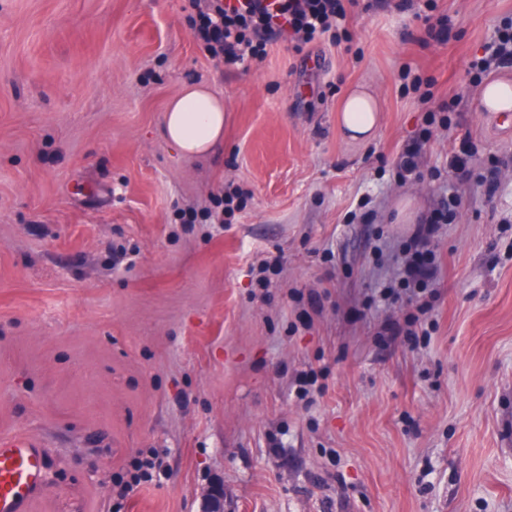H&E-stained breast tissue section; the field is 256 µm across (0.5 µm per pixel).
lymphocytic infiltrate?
Listing matches in <instances>:
<instances>
[{
    "label": "lymphocytic infiltrate",
    "instance_id": "lymphocytic-infiltrate-1",
    "mask_svg": "<svg viewBox=\"0 0 512 512\" xmlns=\"http://www.w3.org/2000/svg\"><path fill=\"white\" fill-rule=\"evenodd\" d=\"M355 2L278 0L277 11L272 14L260 0H238L232 8L227 7L226 0H189L197 15L191 34L210 56L246 69L265 59L267 45L274 39L295 36L311 41L331 32L346 20L347 8ZM505 67H512V25L507 24L495 28L484 56L471 63L472 70L480 75ZM448 216V210L439 208L427 223L419 225L399 270L402 284L417 283L423 275L437 273L427 245Z\"/></svg>",
    "mask_w": 512,
    "mask_h": 512
}]
</instances>
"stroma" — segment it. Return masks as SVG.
Returning <instances> with one entry per match:
<instances>
[{
  "mask_svg": "<svg viewBox=\"0 0 512 512\" xmlns=\"http://www.w3.org/2000/svg\"><path fill=\"white\" fill-rule=\"evenodd\" d=\"M190 14L0 0V437L45 450L29 512H201L215 483L226 512H512V112L475 106L512 67L469 70L512 0H434L442 44L358 0L246 70L204 52ZM191 83L226 107L205 156L163 131ZM352 86L380 101L366 142L339 124ZM425 132L421 177H402ZM464 137L476 169L497 158L494 195L449 174ZM450 194L437 280L384 300ZM423 301L416 341L383 338ZM137 456L166 475L125 497ZM424 141L421 138L412 140L406 144L398 154L396 165L406 176H421L420 167L423 156Z\"/></svg>",
  "mask_w": 512,
  "mask_h": 512,
  "instance_id": "obj_1",
  "label": "stroma"
}]
</instances>
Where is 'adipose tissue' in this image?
Listing matches in <instances>:
<instances>
[{"mask_svg": "<svg viewBox=\"0 0 512 512\" xmlns=\"http://www.w3.org/2000/svg\"><path fill=\"white\" fill-rule=\"evenodd\" d=\"M340 112L341 124L351 139L366 141L375 135L380 105L373 93L352 88ZM163 128L167 140L180 153L207 154L224 136V102L205 86H187L168 105Z\"/></svg>", "mask_w": 512, "mask_h": 512, "instance_id": "obj_1", "label": "adipose tissue"}]
</instances>
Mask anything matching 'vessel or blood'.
I'll use <instances>...</instances> for the list:
<instances>
[{"label": "vessel or blood", "mask_w": 512, "mask_h": 512, "mask_svg": "<svg viewBox=\"0 0 512 512\" xmlns=\"http://www.w3.org/2000/svg\"><path fill=\"white\" fill-rule=\"evenodd\" d=\"M45 456L26 436L0 437V512H29L46 488Z\"/></svg>", "instance_id": "1"}]
</instances>
